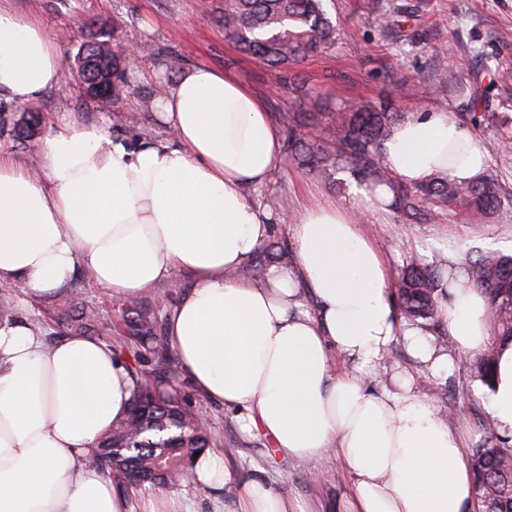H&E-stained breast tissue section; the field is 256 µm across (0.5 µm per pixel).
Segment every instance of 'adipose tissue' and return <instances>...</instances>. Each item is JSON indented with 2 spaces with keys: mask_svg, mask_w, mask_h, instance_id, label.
I'll return each mask as SVG.
<instances>
[{
  "mask_svg": "<svg viewBox=\"0 0 512 512\" xmlns=\"http://www.w3.org/2000/svg\"><path fill=\"white\" fill-rule=\"evenodd\" d=\"M54 35L0 0V100L30 103L61 82ZM159 107L169 138L130 145L100 127L62 122L45 136L41 174L0 154V286L29 297L66 283L76 265L122 301L176 269L194 288L169 310L166 337L206 399L236 411L242 431L317 467L341 458L354 512H472L473 474L457 427L415 387L416 373L448 379L488 343L486 302L457 277L439 315V345L405 320L385 258L359 213L387 187H351L352 206L302 207L295 260L262 282L239 276L272 230L249 196L287 161L263 99L239 78L185 68ZM388 172L408 185L481 173L487 150L444 110L395 124L382 145ZM403 340L416 370L386 369ZM481 390L498 437L512 445V342L493 345ZM132 384L111 345L67 335L46 343L23 318L0 326V512H133L126 491L90 452L128 410ZM196 484L235 486L239 512H288L277 489L238 479L220 452L192 465Z\"/></svg>",
  "mask_w": 512,
  "mask_h": 512,
  "instance_id": "ef3b65f1",
  "label": "adipose tissue"
}]
</instances>
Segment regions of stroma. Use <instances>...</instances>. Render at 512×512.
I'll return each instance as SVG.
<instances>
[{
    "mask_svg": "<svg viewBox=\"0 0 512 512\" xmlns=\"http://www.w3.org/2000/svg\"><path fill=\"white\" fill-rule=\"evenodd\" d=\"M19 12L37 17L57 37L62 79L33 107L45 126L63 119L98 125L115 138L152 140L166 136L157 102L177 74L166 68L168 55L182 67L206 63L232 73L265 97L271 120L283 112H314L328 119L346 101L390 100L395 120L424 109H444L467 122L474 94L489 91L485 119L475 135L488 150L487 165L512 192V77L494 81L498 72L512 74V0H323V8L339 30L335 46L290 69L266 68L225 39L221 19L224 0H10ZM103 30L110 45L134 47L147 66L129 65L127 90L116 104L85 95L78 74V56L90 25ZM306 81L309 96L297 99L293 78ZM341 186L293 166L282 169L269 185L252 191L260 205L278 216L265 240L267 256L256 260L258 274L271 265L270 254L292 247L289 218L301 205L315 201L350 200L348 174ZM363 231L388 259L392 280L406 264L432 266L447 260L461 268L476 249L512 254V207L491 217L439 218L430 223L407 219L392 208L364 212ZM92 306L100 323L92 337L127 354L133 344L126 332L121 304L95 284L83 268L55 292L28 298L22 285L0 287L16 316L40 322L47 342L59 339L55 307L67 295ZM474 363H467L446 381L417 374L416 388L448 420L462 423L467 448L491 434L490 416L477 387ZM186 401L204 422L213 449L223 453L233 472L260 476L274 483L291 506L303 512H350V479L341 459L319 470L288 459L262 433H245L233 411L195 393L184 375L175 380ZM135 512H235L236 493L189 483L132 490Z\"/></svg>",
    "mask_w": 512,
    "mask_h": 512,
    "instance_id": "obj_1",
    "label": "stroma"
}]
</instances>
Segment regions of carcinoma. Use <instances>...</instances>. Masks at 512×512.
Instances as JSON below:
<instances>
[{"label":"carcinoma","mask_w":512,"mask_h":512,"mask_svg":"<svg viewBox=\"0 0 512 512\" xmlns=\"http://www.w3.org/2000/svg\"><path fill=\"white\" fill-rule=\"evenodd\" d=\"M224 36L254 61L271 68L304 62L336 44V25L327 17L322 0H224ZM92 60L79 68L89 83L110 72L112 100L121 98L126 84V61L120 51H110L105 41H90L80 60ZM300 113L288 116L286 154L300 167L327 180L341 169L357 182L374 187L386 185L392 192L391 206L406 216L432 221L443 212L465 218L473 214L494 215L512 204L497 174L486 169L469 180L438 175L425 184L402 187L383 165L382 143L392 122L382 112L363 102H353L336 113L329 135L336 148L328 149L317 138L295 134ZM40 113L24 112L14 118L0 113V129L10 131L29 145L39 134ZM463 273L487 300V317L498 339L512 340V254L486 251L466 260ZM438 271L412 265L405 271L397 292L403 315L438 328L437 295L441 292ZM129 316L128 329L141 351L126 363L134 380L130 409L112 425L100 443L97 461L109 479L165 486L174 480H191L189 462L209 447L205 429L171 385L173 355L163 335V322L154 308L137 300L122 305ZM59 318L73 333L95 327L98 313L91 308L71 310L63 305ZM149 354L156 382L146 385L138 363ZM475 497L485 512H512V447L489 437L473 450Z\"/></svg>","instance_id":"1"}]
</instances>
